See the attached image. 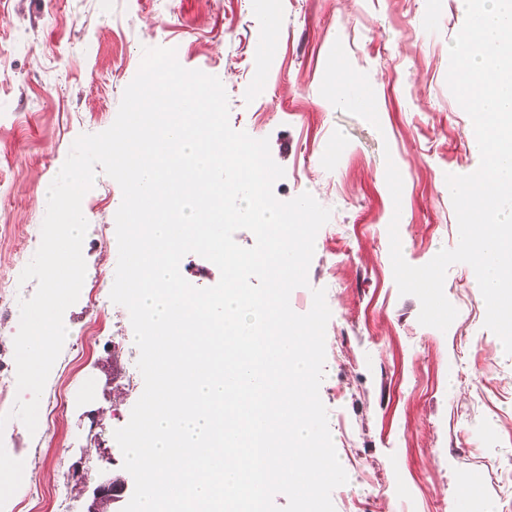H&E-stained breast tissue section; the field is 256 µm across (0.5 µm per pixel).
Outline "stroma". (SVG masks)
I'll list each match as a JSON object with an SVG mask.
<instances>
[{
    "instance_id": "35a3bbf8",
    "label": "stroma",
    "mask_w": 512,
    "mask_h": 512,
    "mask_svg": "<svg viewBox=\"0 0 512 512\" xmlns=\"http://www.w3.org/2000/svg\"><path fill=\"white\" fill-rule=\"evenodd\" d=\"M465 17L457 0H0V362L14 366L19 277L41 243L47 198L75 139L114 122L144 49L218 77L231 126L268 139L285 175L273 192L310 193L332 215L318 232L307 286L290 306L308 313L325 289V377L319 395L348 475L335 512H512V356L484 325L474 271L452 265L447 331L421 325L400 295L388 226L399 221L406 262L422 266L459 241L446 174L479 166L472 122L446 82L449 46ZM366 73L379 126L335 108L320 87L335 41ZM403 179L400 203L386 163ZM118 183L97 172L82 205L87 277L115 273ZM67 337L43 394L65 406L36 432L11 417L0 445L30 476L0 512H81L87 486L123 471L116 429L144 389L128 310L88 290L64 314Z\"/></svg>"
}]
</instances>
